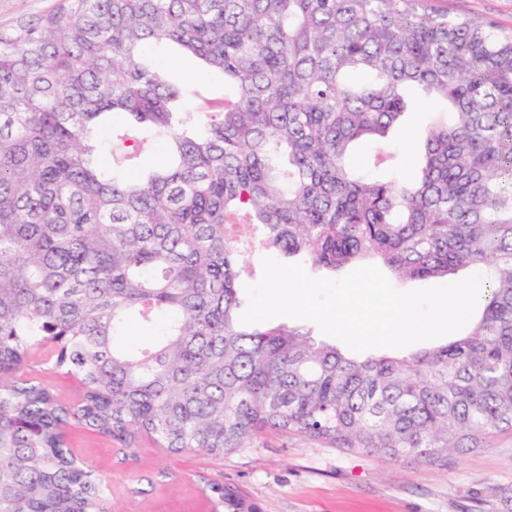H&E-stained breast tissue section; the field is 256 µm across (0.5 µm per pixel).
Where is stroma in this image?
Listing matches in <instances>:
<instances>
[{
  "label": "stroma",
  "instance_id": "obj_1",
  "mask_svg": "<svg viewBox=\"0 0 512 512\" xmlns=\"http://www.w3.org/2000/svg\"><path fill=\"white\" fill-rule=\"evenodd\" d=\"M60 0H0V30L37 21ZM434 8L512 28V0H431ZM67 442L106 480L117 512H214L205 492L216 480L241 488L260 512H512V431L452 453L447 464L384 461L365 451L266 432L214 457L179 454L139 435L133 449L81 426Z\"/></svg>",
  "mask_w": 512,
  "mask_h": 512
}]
</instances>
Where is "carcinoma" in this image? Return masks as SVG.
Masks as SVG:
<instances>
[{"label": "carcinoma", "mask_w": 512, "mask_h": 512, "mask_svg": "<svg viewBox=\"0 0 512 512\" xmlns=\"http://www.w3.org/2000/svg\"><path fill=\"white\" fill-rule=\"evenodd\" d=\"M169 44L230 92L170 82L150 63ZM411 90L450 119L400 154ZM158 141L168 160L143 168ZM259 250L490 274L459 338L360 360L241 324ZM47 344L76 399L23 376ZM71 425L172 453L272 430L443 463L511 431L512 30L428 0H61L0 33V512L112 508ZM265 257H272L276 260L288 263L287 261H282L279 256L272 252H265V251H259L254 253L247 262V271L244 273L242 278V289L240 293V298L242 302V313L245 311L247 304H248V298L245 291L246 285L255 284L259 281L262 275V259Z\"/></svg>", "instance_id": "carcinoma-1"}]
</instances>
